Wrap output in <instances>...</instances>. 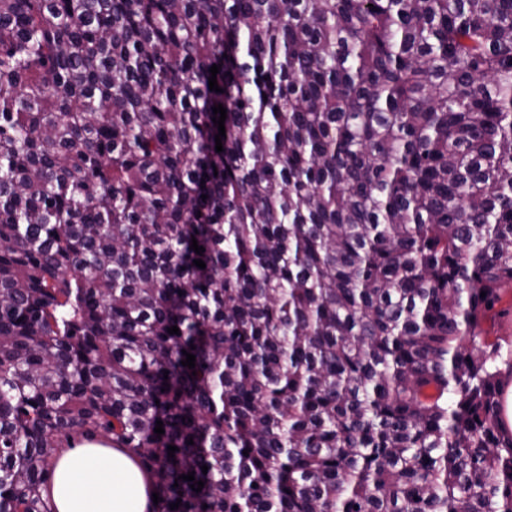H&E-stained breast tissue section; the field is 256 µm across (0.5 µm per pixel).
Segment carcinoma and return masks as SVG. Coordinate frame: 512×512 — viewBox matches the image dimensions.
I'll return each instance as SVG.
<instances>
[{
    "instance_id": "carcinoma-1",
    "label": "carcinoma",
    "mask_w": 512,
    "mask_h": 512,
    "mask_svg": "<svg viewBox=\"0 0 512 512\" xmlns=\"http://www.w3.org/2000/svg\"><path fill=\"white\" fill-rule=\"evenodd\" d=\"M506 284L512 0H0V512H512ZM501 309L508 311L484 325L491 331L490 336H512V291L510 289L505 291L502 303L496 307L497 311ZM103 442L62 448L44 494L57 512H150L151 474L129 449Z\"/></svg>"
}]
</instances>
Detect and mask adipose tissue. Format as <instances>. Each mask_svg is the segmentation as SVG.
I'll list each match as a JSON object with an SVG mask.
<instances>
[{"instance_id":"obj_1","label":"adipose tissue","mask_w":512,"mask_h":512,"mask_svg":"<svg viewBox=\"0 0 512 512\" xmlns=\"http://www.w3.org/2000/svg\"><path fill=\"white\" fill-rule=\"evenodd\" d=\"M57 512H151L150 473L138 457L111 442L61 449L46 485Z\"/></svg>"}]
</instances>
